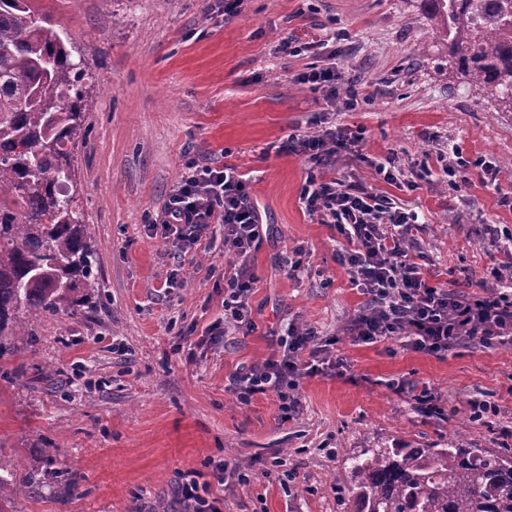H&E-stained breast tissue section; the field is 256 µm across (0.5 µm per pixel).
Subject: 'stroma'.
Masks as SVG:
<instances>
[{"label":"stroma","instance_id":"35a3bbf8","mask_svg":"<svg viewBox=\"0 0 512 512\" xmlns=\"http://www.w3.org/2000/svg\"><path fill=\"white\" fill-rule=\"evenodd\" d=\"M88 79L87 140L71 153L73 208L97 252L100 286L78 317L46 313L0 360V458L36 473L13 512H194L179 485L195 480L221 512H336L337 471L367 448H413L461 433L512 448V342L447 355L405 339L359 344L347 332L367 297L336 259L347 246L306 211L310 165L289 135L358 134V155L321 170L418 212L426 278L453 290L499 289L512 272V112L479 94L431 29L423 0H38ZM335 42H326L327 32ZM302 47L292 56L283 42ZM335 59L349 109L301 83ZM496 162L494 181L451 187L444 165ZM393 158L390 185L374 165ZM235 167L262 220L250 265L255 328L190 350V329L223 316L221 237L175 251L146 226L188 159ZM299 262L288 273L286 262ZM175 288L164 289L170 273ZM313 331L323 363L303 377L300 405L279 419L274 394L240 404L238 366L263 362L289 327ZM430 390L442 419L413 395ZM492 403L472 418L469 405ZM250 472L217 482L213 464ZM295 471L290 482L280 470Z\"/></svg>","mask_w":512,"mask_h":512}]
</instances>
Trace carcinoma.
<instances>
[{"instance_id":"carcinoma-1","label":"carcinoma","mask_w":512,"mask_h":512,"mask_svg":"<svg viewBox=\"0 0 512 512\" xmlns=\"http://www.w3.org/2000/svg\"><path fill=\"white\" fill-rule=\"evenodd\" d=\"M32 0H0V360L30 335L20 309L76 315L99 287L96 250L65 194L67 146L85 141L84 71ZM479 93L512 112V0H425ZM0 465V501L24 493ZM339 512H512V449L368 448L336 476Z\"/></svg>"}]
</instances>
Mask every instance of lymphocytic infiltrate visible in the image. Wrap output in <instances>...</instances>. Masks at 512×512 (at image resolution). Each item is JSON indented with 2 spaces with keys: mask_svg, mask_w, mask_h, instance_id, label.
<instances>
[{
  "mask_svg": "<svg viewBox=\"0 0 512 512\" xmlns=\"http://www.w3.org/2000/svg\"><path fill=\"white\" fill-rule=\"evenodd\" d=\"M359 143L358 137L336 130L288 138L289 147L317 167L337 155H358ZM301 198L310 215L333 225L346 239L348 246L338 260L346 266L351 283L370 296V308L357 312L349 325L353 341L372 343L399 336L415 350L441 355L473 340H512L511 295L458 292L424 279L412 234L417 213L366 187L313 175L307 177ZM216 224L223 226L224 251L235 256L236 263L224 278V315L199 336L201 346L222 339L227 327L250 331L255 326L250 297L256 276L248 259L261 239V217L234 167L187 162L180 182L148 229L188 252L208 239ZM311 342V333L291 329L280 339L278 354L232 372L229 387L238 401L246 404L254 395L271 392L281 417H288L299 405L301 378L315 369L318 351Z\"/></svg>",
  "mask_w": 512,
  "mask_h": 512,
  "instance_id": "obj_1",
  "label": "lymphocytic infiltrate"
}]
</instances>
